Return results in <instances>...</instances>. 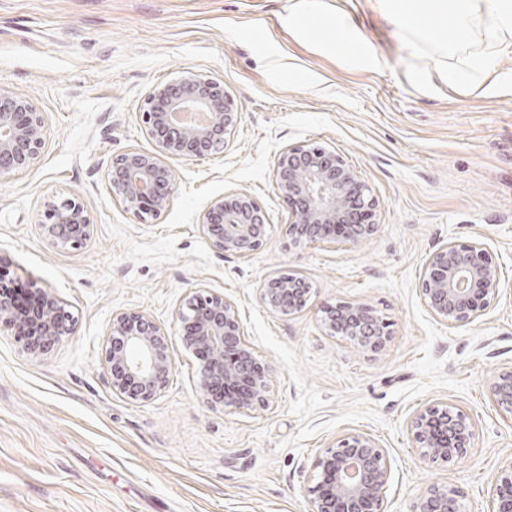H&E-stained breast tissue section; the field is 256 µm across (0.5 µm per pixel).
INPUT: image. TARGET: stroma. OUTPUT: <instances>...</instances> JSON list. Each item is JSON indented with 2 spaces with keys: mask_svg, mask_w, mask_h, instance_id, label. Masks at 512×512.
Masks as SVG:
<instances>
[{
  "mask_svg": "<svg viewBox=\"0 0 512 512\" xmlns=\"http://www.w3.org/2000/svg\"><path fill=\"white\" fill-rule=\"evenodd\" d=\"M319 3L377 66L295 31L290 0H0V88L32 98L47 126L40 162L0 177V265L76 318L38 356L0 330V512H309L313 464L347 432L386 449L387 512H409L434 487L462 490L463 512H495L492 487L512 461V420L489 395L512 367V53H497L482 82L451 85L405 47L383 0ZM187 71L223 81L241 121L217 158L173 161L172 205L143 224L113 197L111 160L151 149L144 96ZM311 142L341 153L377 200V229L358 246L288 242L275 159ZM233 190L269 220L245 257L215 253L199 227ZM73 195L93 235L78 250L53 247L45 205ZM475 239L500 272V297L451 327L423 302L421 266L441 244ZM288 270L316 290L289 316L262 299L265 278ZM193 288L237 304L272 372V410L246 416L201 395L177 320ZM339 300L378 310L384 348L326 334L317 306ZM124 310L171 338L170 379L151 402L112 391L104 344ZM437 400L474 423L454 464L423 457L409 434Z\"/></svg>",
  "mask_w": 512,
  "mask_h": 512,
  "instance_id": "stroma-1",
  "label": "stroma"
}]
</instances>
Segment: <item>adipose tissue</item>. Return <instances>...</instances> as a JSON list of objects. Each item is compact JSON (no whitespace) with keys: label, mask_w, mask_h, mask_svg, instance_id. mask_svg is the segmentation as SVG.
<instances>
[{"label":"adipose tissue","mask_w":512,"mask_h":512,"mask_svg":"<svg viewBox=\"0 0 512 512\" xmlns=\"http://www.w3.org/2000/svg\"><path fill=\"white\" fill-rule=\"evenodd\" d=\"M405 42L437 71L463 83L512 48V0H385Z\"/></svg>","instance_id":"1"}]
</instances>
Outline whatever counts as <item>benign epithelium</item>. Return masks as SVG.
<instances>
[{
    "label": "benign epithelium",
    "mask_w": 512,
    "mask_h": 512,
    "mask_svg": "<svg viewBox=\"0 0 512 512\" xmlns=\"http://www.w3.org/2000/svg\"><path fill=\"white\" fill-rule=\"evenodd\" d=\"M194 110L208 115L202 126L183 124L177 114ZM141 122L153 149H129L112 157L113 197L138 221L147 223L168 211L175 192L168 160L207 162L223 153L227 137L240 120L239 105L224 83L190 72L178 80L158 83L146 94ZM46 137V120L33 101L0 89V176L35 166ZM275 189L288 211L286 232L296 248L317 243L355 246L376 230L377 202L371 189L345 158L313 143L286 147L275 164ZM42 229L55 247L78 250L91 238L92 222L83 200L74 196L49 202ZM200 228L221 255H248L260 248L268 231L267 217L249 193L231 191L210 201ZM419 284L425 306L450 327L486 315L500 290V274L478 241H450L425 260ZM274 311L292 314L306 307L313 288L295 272L268 277L262 288ZM321 321L334 335L371 351L385 346L386 323L372 307L349 301L320 308ZM182 344L198 357L199 388L219 404L250 415L271 409V380L266 366L247 339L238 307L207 288L191 290L178 313ZM31 337L23 349L33 355L48 351L69 335L75 317L66 306L45 294V306L30 319ZM23 336L8 301L0 298V329ZM170 336L150 315L121 311L112 315L104 360L112 392L132 401L156 400L172 370ZM490 396L512 419V369L490 384ZM409 431L416 447L434 463H455L467 454L474 438L471 417L439 400L418 411ZM310 512H387L386 491L392 477L386 450L369 434L350 432L315 463ZM496 512H512V462L504 465L493 488ZM462 493L433 489L410 512H462Z\"/></svg>",
    "instance_id": "obj_1"
}]
</instances>
